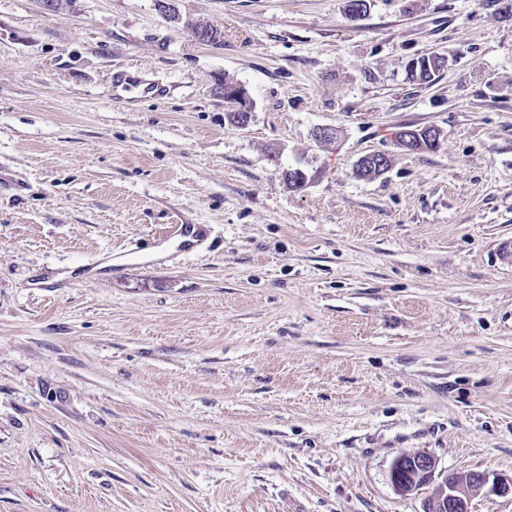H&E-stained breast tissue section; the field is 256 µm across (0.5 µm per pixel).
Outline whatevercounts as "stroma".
Returning <instances> with one entry per match:
<instances>
[{
    "mask_svg": "<svg viewBox=\"0 0 512 512\" xmlns=\"http://www.w3.org/2000/svg\"><path fill=\"white\" fill-rule=\"evenodd\" d=\"M346 4L0 0V512H424L512 476V21ZM220 88L224 90V103L232 108L230 112H246L242 122L247 126L252 119V110L246 88L226 78L220 82ZM400 135V145L409 150H417L419 146H424L425 142H433L438 137V131L432 127L422 128L421 130H416V128H407L401 130ZM406 459L408 466H404ZM436 467V460L425 452L409 454L408 458L397 457L391 465V482L397 492L408 495L429 483ZM493 476L492 480L490 479ZM491 483V484H490ZM489 486L494 493H512L510 481L502 480L488 472L472 471L466 474L447 475L434 497L427 504L426 512H472L470 504L473 496Z\"/></svg>",
    "mask_w": 512,
    "mask_h": 512,
    "instance_id": "stroma-1",
    "label": "stroma"
}]
</instances>
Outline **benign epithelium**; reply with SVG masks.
I'll list each match as a JSON object with an SVG mask.
<instances>
[{
    "instance_id": "1",
    "label": "benign epithelium",
    "mask_w": 512,
    "mask_h": 512,
    "mask_svg": "<svg viewBox=\"0 0 512 512\" xmlns=\"http://www.w3.org/2000/svg\"><path fill=\"white\" fill-rule=\"evenodd\" d=\"M220 88L224 90V103L230 105L232 111L244 113L243 124H249L252 110L246 88L241 84H222ZM437 137L438 131L432 127L407 128L401 130L399 142L403 148L413 151ZM435 472L436 460L425 452H416L396 458L391 465L390 477L396 491L408 495L429 483ZM485 487L494 493H512V480L504 481L480 471L448 475L436 495L428 501L426 512H471L473 496Z\"/></svg>"
}]
</instances>
